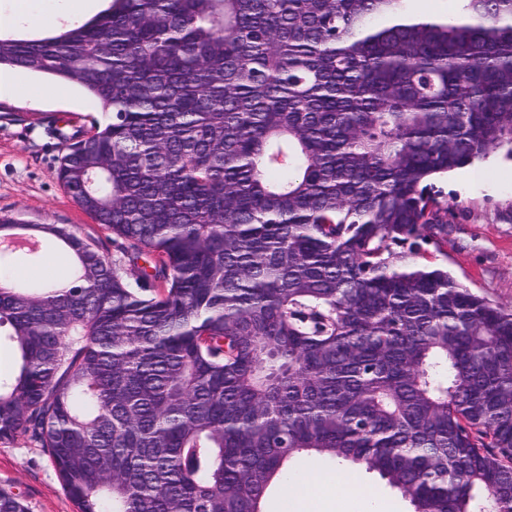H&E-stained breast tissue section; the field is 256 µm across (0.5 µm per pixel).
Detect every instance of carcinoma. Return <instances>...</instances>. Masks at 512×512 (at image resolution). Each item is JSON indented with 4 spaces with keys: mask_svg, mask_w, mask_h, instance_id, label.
I'll use <instances>...</instances> for the list:
<instances>
[{
    "mask_svg": "<svg viewBox=\"0 0 512 512\" xmlns=\"http://www.w3.org/2000/svg\"><path fill=\"white\" fill-rule=\"evenodd\" d=\"M110 0L0 67L108 119L65 191L112 232L0 218V442L47 450L77 512H263L305 457L410 512H512V312L434 263L432 180L512 147V0ZM0 512H26L1 491ZM57 263L59 270L63 269V273L67 275L71 271V261L69 255L64 250H57L47 255L39 263H31L23 259H15L11 266L10 272H17L16 277L13 274H8L24 283L39 282L45 269H48L51 279H55L56 273L53 269V264ZM358 482L360 487L363 488L361 495L376 496L388 500L394 506L392 512H408L411 510L408 500L399 491L389 487L377 475L359 468Z\"/></svg>",
    "mask_w": 512,
    "mask_h": 512,
    "instance_id": "obj_1",
    "label": "carcinoma"
}]
</instances>
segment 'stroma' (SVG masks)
Listing matches in <instances>:
<instances>
[{
    "label": "stroma",
    "mask_w": 512,
    "mask_h": 512,
    "mask_svg": "<svg viewBox=\"0 0 512 512\" xmlns=\"http://www.w3.org/2000/svg\"><path fill=\"white\" fill-rule=\"evenodd\" d=\"M24 6L26 17L11 36L42 39L60 34L48 21L47 0H0V11ZM66 116L91 129L101 112L77 86L59 83L41 104L23 96L0 97V217L23 224H68L84 237L108 233L65 192L58 178L63 142L50 127ZM433 192L447 203L448 247L439 263L473 293L512 308V156L491 150L473 165L435 180ZM364 496L350 512H369L372 497L388 500L393 512H409L407 499L377 475L359 471ZM15 494L27 512H76L45 449L20 435L0 443V490Z\"/></svg>",
    "instance_id": "35a3bbf8"
}]
</instances>
